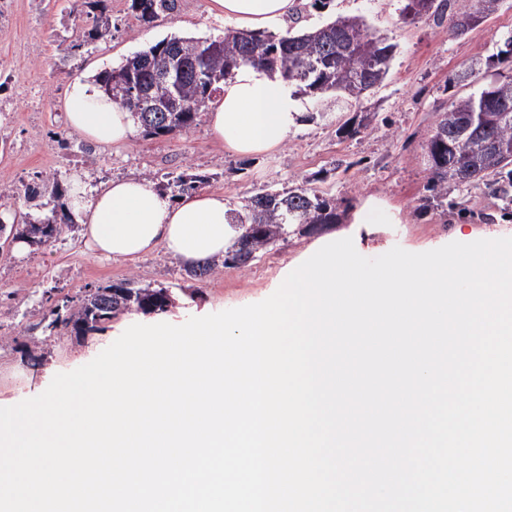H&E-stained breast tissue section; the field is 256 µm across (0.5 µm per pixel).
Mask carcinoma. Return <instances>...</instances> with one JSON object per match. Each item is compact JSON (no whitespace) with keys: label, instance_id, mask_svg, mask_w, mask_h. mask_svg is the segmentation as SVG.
I'll return each instance as SVG.
<instances>
[{"label":"carcinoma","instance_id":"1","mask_svg":"<svg viewBox=\"0 0 512 512\" xmlns=\"http://www.w3.org/2000/svg\"><path fill=\"white\" fill-rule=\"evenodd\" d=\"M505 0H469L448 18V29L455 31V20L467 12L481 18L496 13ZM177 0H132L131 9L137 19L150 24L162 15L172 14ZM250 40H245L244 35ZM224 51L202 60L198 67H188L178 82L166 85L161 81L171 61V52L180 47L187 52L205 51L206 42L194 38L170 37L128 58L120 69L131 74L128 81H116L112 102L131 113L135 124L145 134L163 136L187 133L197 125L201 114L208 111L221 84L244 65L278 72L303 97L317 98L334 93L344 98H360L358 75L376 86L388 74L397 45L373 31L362 16H338L313 29L287 31L275 36L265 31L246 33L227 30ZM512 35L503 38L496 57L498 65L490 79L479 78L488 69L483 64L472 66L461 74L448 77V86L465 84L472 90L451 101L438 113L432 133L426 141L425 160L430 174L422 208H438L448 198V183L499 181L507 178L512 187ZM141 96L160 103L162 111L149 115L131 111V98ZM497 140L500 150L489 153L487 137ZM209 182L205 175L181 173L173 178L179 193H191ZM310 180L286 192L261 190L248 198L242 210L235 212L234 224L239 234L225 251L221 262L213 261L190 270L198 278L210 276L214 267L222 265L245 268L259 259L274 243L288 235L293 226L308 231L341 219L340 205L307 187ZM125 283L88 289L68 308L66 316L51 311L49 326L63 327L79 336V324L96 331L100 324L125 313L162 314L173 304L171 291L151 285L133 289L134 297L122 293Z\"/></svg>","mask_w":512,"mask_h":512}]
</instances>
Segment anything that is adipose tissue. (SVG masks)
<instances>
[{"label": "adipose tissue", "instance_id": "obj_1", "mask_svg": "<svg viewBox=\"0 0 512 512\" xmlns=\"http://www.w3.org/2000/svg\"><path fill=\"white\" fill-rule=\"evenodd\" d=\"M295 5L296 0H211L210 11L255 31L284 23ZM65 107L69 126L95 146H119L132 134L130 113L107 99L94 78L73 81ZM301 110L292 87L279 75L245 66L224 81L207 120L226 150L257 156L287 141ZM70 208L86 250L115 260H133L161 248L192 268L222 259L236 236L223 194L193 193L173 202L137 177L112 179L74 198Z\"/></svg>", "mask_w": 512, "mask_h": 512}]
</instances>
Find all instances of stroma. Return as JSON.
Masks as SVG:
<instances>
[{
  "label": "stroma",
  "mask_w": 512,
  "mask_h": 512,
  "mask_svg": "<svg viewBox=\"0 0 512 512\" xmlns=\"http://www.w3.org/2000/svg\"><path fill=\"white\" fill-rule=\"evenodd\" d=\"M0 13V70L14 79L6 91L10 109L0 112V209L37 214L49 196L28 199L35 183L52 180L60 187L90 189L117 177L139 176L174 197L173 176L209 175L206 191L223 192L233 208L262 188L291 189L309 180L317 193L347 200L359 210L374 197L392 224L345 222L321 231L295 232L244 269H219L204 279L164 251L134 262L90 255L78 230L45 246L0 252V407L41 394L56 374L94 359L124 329L136 323H184L260 302L273 294L288 272L324 244L352 238L359 254L375 258L393 247L425 252L450 242L512 237V201L489 185L449 186L446 211L422 210L429 173L424 145L439 112L465 87L447 89L449 74L496 53L512 33V8L504 7L484 23L458 36L447 23L422 17L409 22L403 0H329L316 9L300 0L306 27L339 15L364 16L371 28L387 35L398 49L390 71L368 98L348 105L333 97L304 99L305 115L285 146L270 157L243 158L228 153L206 121L187 133L147 136L135 130L125 148H87L66 124L68 86L90 71L118 67L124 59L170 37L200 40L223 37L226 25L209 13L210 0H178L177 10L150 24L140 23L131 0H104L110 30L88 41L92 26L83 0H9ZM359 124L355 136L338 127ZM131 279L177 291L171 312L163 316H126L82 340L50 335V309L77 301L85 289Z\"/></svg>",
  "instance_id": "obj_1"
}]
</instances>
